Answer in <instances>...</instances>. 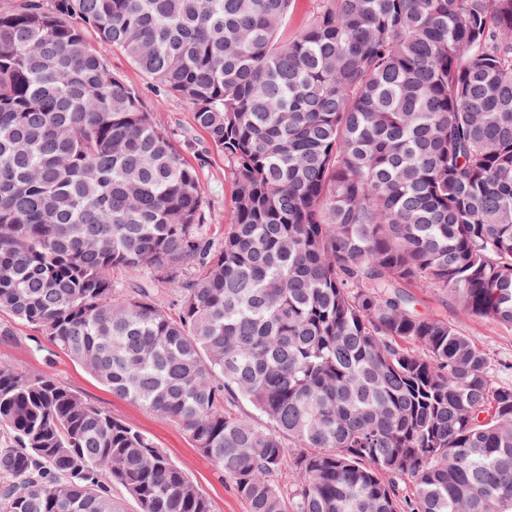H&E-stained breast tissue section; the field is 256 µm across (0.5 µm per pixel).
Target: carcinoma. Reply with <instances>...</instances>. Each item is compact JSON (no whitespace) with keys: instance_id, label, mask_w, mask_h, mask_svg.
Masks as SVG:
<instances>
[{"instance_id":"1","label":"carcinoma","mask_w":512,"mask_h":512,"mask_svg":"<svg viewBox=\"0 0 512 512\" xmlns=\"http://www.w3.org/2000/svg\"><path fill=\"white\" fill-rule=\"evenodd\" d=\"M294 3L0 9V310L182 427L249 512H512V385L410 292L512 328V0H322L288 38ZM89 30L224 152L220 245ZM114 483L213 512L150 437L0 361V512H120Z\"/></svg>"}]
</instances>
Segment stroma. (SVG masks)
Listing matches in <instances>:
<instances>
[{"mask_svg":"<svg viewBox=\"0 0 512 512\" xmlns=\"http://www.w3.org/2000/svg\"><path fill=\"white\" fill-rule=\"evenodd\" d=\"M88 41L114 75L140 92L146 110L154 114L157 123L181 148L187 160L200 163L208 233L214 242H222L233 218L232 175L223 153L207 149V137L195 127L191 105L157 92L121 50L93 34ZM417 298V309L423 316L455 323L487 356L496 378L512 383V329L487 319L465 316L446 292L421 291ZM0 361L12 363L30 374L50 375L83 400L110 411L147 434L205 494L213 512H248L246 503L235 494L230 482L191 445L181 427L157 418L135 403L113 396L66 352L6 312H0Z\"/></svg>","mask_w":512,"mask_h":512,"instance_id":"obj_1","label":"stroma"}]
</instances>
